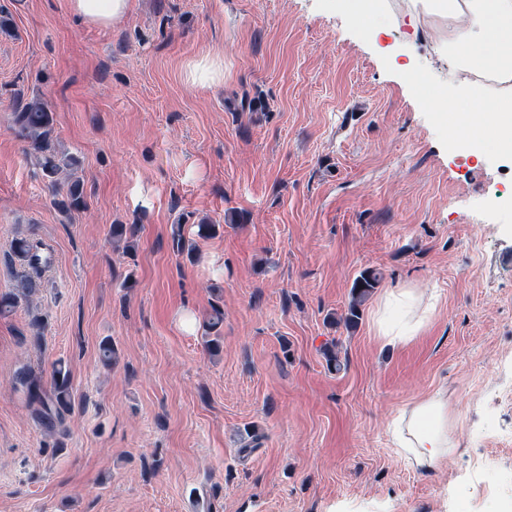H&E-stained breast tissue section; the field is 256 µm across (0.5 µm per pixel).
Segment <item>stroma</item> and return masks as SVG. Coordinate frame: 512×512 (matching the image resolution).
<instances>
[{
	"label": "stroma",
	"mask_w": 512,
	"mask_h": 512,
	"mask_svg": "<svg viewBox=\"0 0 512 512\" xmlns=\"http://www.w3.org/2000/svg\"><path fill=\"white\" fill-rule=\"evenodd\" d=\"M0 15V294L24 270L15 241L55 254L0 317V512H512V155L448 143L431 100L460 73L411 50L396 13L364 28L339 0H129L107 30L68 0ZM207 53L224 81L201 87L186 69ZM34 98L80 161L83 210L55 206L14 130ZM396 286L436 303L405 345L373 329ZM60 362L74 406L49 436L12 378ZM436 390L458 448L426 471L388 426ZM378 283L377 273L366 270L360 274L352 286V302L349 305L346 321L349 324L357 323L360 318V305L373 291Z\"/></svg>",
	"instance_id": "obj_1"
}]
</instances>
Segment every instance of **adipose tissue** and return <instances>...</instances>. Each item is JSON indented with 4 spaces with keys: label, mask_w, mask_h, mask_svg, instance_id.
<instances>
[{
    "label": "adipose tissue",
    "mask_w": 512,
    "mask_h": 512,
    "mask_svg": "<svg viewBox=\"0 0 512 512\" xmlns=\"http://www.w3.org/2000/svg\"><path fill=\"white\" fill-rule=\"evenodd\" d=\"M68 7L82 23L107 29L125 17L129 0H68ZM402 14L412 29H426L424 44L436 61L462 73H512V0H407ZM482 95L470 82L465 107L449 111L444 91L434 100L449 142L472 154L512 145V95L497 99L492 111L480 112L475 105ZM434 310L420 289H387L374 313L376 333L394 345L410 343ZM455 426L448 397L437 390L403 410L390 431L395 447L417 467L432 469L455 451Z\"/></svg>",
    "instance_id": "ef3b65f1"
}]
</instances>
